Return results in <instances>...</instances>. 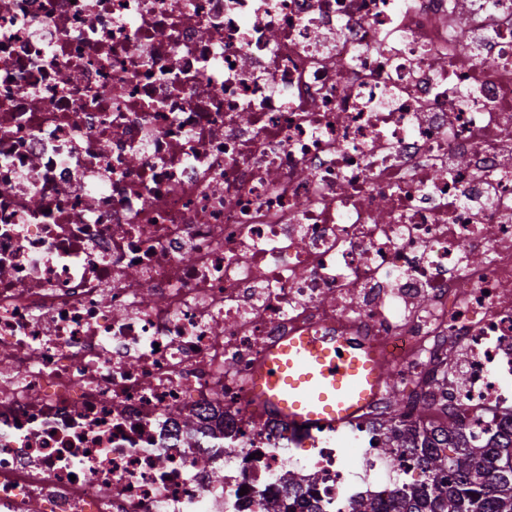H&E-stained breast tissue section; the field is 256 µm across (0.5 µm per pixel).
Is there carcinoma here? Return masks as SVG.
I'll use <instances>...</instances> for the list:
<instances>
[{"instance_id":"obj_1","label":"carcinoma","mask_w":512,"mask_h":512,"mask_svg":"<svg viewBox=\"0 0 512 512\" xmlns=\"http://www.w3.org/2000/svg\"><path fill=\"white\" fill-rule=\"evenodd\" d=\"M500 443L483 448L467 441L462 424L439 428L443 446L425 431L386 427L382 440L389 461L398 464L394 449L403 448L418 460L422 483L404 486L381 509L370 497L358 496L346 512H512V423ZM451 473L444 483L442 474Z\"/></svg>"}]
</instances>
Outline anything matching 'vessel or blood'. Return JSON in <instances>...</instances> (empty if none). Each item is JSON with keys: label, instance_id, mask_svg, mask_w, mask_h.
I'll return each instance as SVG.
<instances>
[{"label": "vessel or blood", "instance_id": "1", "mask_svg": "<svg viewBox=\"0 0 512 512\" xmlns=\"http://www.w3.org/2000/svg\"><path fill=\"white\" fill-rule=\"evenodd\" d=\"M392 370L370 343L310 329L267 349L250 397L298 424L339 428L391 386Z\"/></svg>", "mask_w": 512, "mask_h": 512}]
</instances>
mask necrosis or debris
<instances>
[{
	"instance_id": "obj_1",
	"label": "necrosis or debris",
	"mask_w": 512,
	"mask_h": 512,
	"mask_svg": "<svg viewBox=\"0 0 512 512\" xmlns=\"http://www.w3.org/2000/svg\"><path fill=\"white\" fill-rule=\"evenodd\" d=\"M316 326L352 450L248 396ZM419 399L512 416V0H0V512L385 504Z\"/></svg>"
}]
</instances>
